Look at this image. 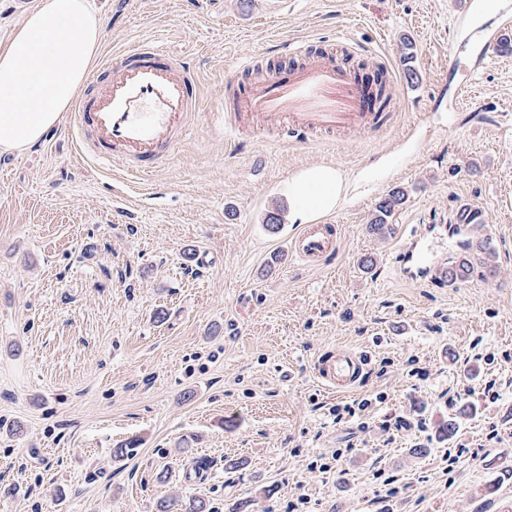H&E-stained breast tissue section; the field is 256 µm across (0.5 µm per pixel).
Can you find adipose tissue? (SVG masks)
<instances>
[{"label":"adipose tissue","mask_w":512,"mask_h":512,"mask_svg":"<svg viewBox=\"0 0 512 512\" xmlns=\"http://www.w3.org/2000/svg\"><path fill=\"white\" fill-rule=\"evenodd\" d=\"M102 21L94 0H39L0 49V154L20 155L59 125L95 66ZM348 186L336 166L321 164L286 183L295 223L336 210Z\"/></svg>","instance_id":"ef3b65f1"}]
</instances>
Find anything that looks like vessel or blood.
<instances>
[{
    "label": "vessel or blood",
    "instance_id": "obj_1",
    "mask_svg": "<svg viewBox=\"0 0 512 512\" xmlns=\"http://www.w3.org/2000/svg\"><path fill=\"white\" fill-rule=\"evenodd\" d=\"M478 7L479 0H459L457 8L456 24L465 31L457 49L470 60L457 89L461 99L470 87L474 61L485 60L492 45L481 28L469 26ZM286 53L287 67L271 69L225 102L235 115L224 126L225 136L312 142L390 122V113L369 110L366 87L345 66L344 56L309 40L290 42ZM200 104L199 83L188 60L146 41L101 62L74 105L71 132L96 163L118 160L129 171L145 173L172 158ZM338 243L336 225L307 224L291 238L289 250L300 260L319 262L330 258ZM435 253L434 243L418 240L395 252L391 266L399 273L417 269L432 282L447 280L448 269ZM366 364L363 353L340 351L320 358L315 375L328 392L345 394L361 380Z\"/></svg>",
    "mask_w": 512,
    "mask_h": 512
}]
</instances>
